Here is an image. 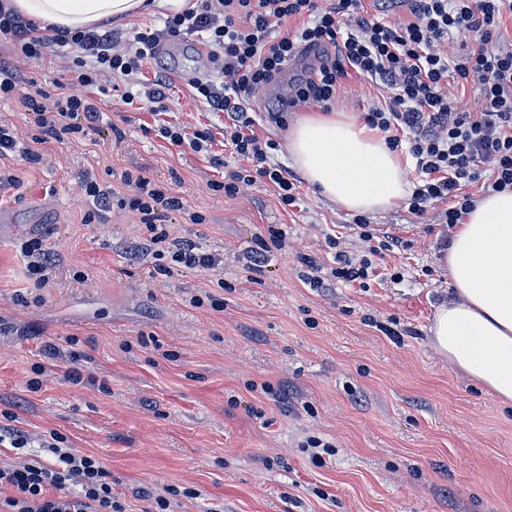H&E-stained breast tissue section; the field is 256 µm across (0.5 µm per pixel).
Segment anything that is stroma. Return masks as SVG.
<instances>
[{"label": "stroma", "mask_w": 512, "mask_h": 512, "mask_svg": "<svg viewBox=\"0 0 512 512\" xmlns=\"http://www.w3.org/2000/svg\"><path fill=\"white\" fill-rule=\"evenodd\" d=\"M170 45L139 76L146 86L169 79L165 111L125 104L117 79L89 93L122 137L102 126L37 146L38 164L0 157L18 179L0 187L11 226L0 237V425L34 440L54 432L95 455L126 512H149L159 498L173 512H512V408L430 343L452 293L441 263L447 226L422 222L402 201L367 215L403 241L378 277L364 288L329 278L309 287L299 255L325 265L337 249L362 255L354 212L305 182L294 208L265 183L218 190L246 162L224 145L223 113L190 96L207 46L196 35ZM0 61L19 84L48 89L68 63L24 58L4 38ZM310 65L291 61L249 99L255 133L277 142L272 161L288 168L298 115L281 127L270 114ZM384 98L352 72L332 109L361 119ZM165 125L209 132L210 151L172 144ZM128 171L182 197L188 211L172 215V234L222 255L223 266L154 279L136 213L110 207L85 223L84 174L117 188ZM191 211L204 223H189ZM272 227L286 231L285 248L252 266L257 237ZM32 237L55 260L44 288L20 253ZM74 367L84 384L68 381ZM315 440L331 448L319 464Z\"/></svg>", "instance_id": "35a3bbf8"}]
</instances>
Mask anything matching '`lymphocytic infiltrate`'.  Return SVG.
<instances>
[{"instance_id": "f902f5d3", "label": "lymphocytic infiltrate", "mask_w": 512, "mask_h": 512, "mask_svg": "<svg viewBox=\"0 0 512 512\" xmlns=\"http://www.w3.org/2000/svg\"><path fill=\"white\" fill-rule=\"evenodd\" d=\"M408 5L411 18L401 24L371 16L364 0H333L325 8L318 0H199L195 9L167 19V35H208L210 65L190 78L189 85L195 97L223 112L225 141L251 164L249 170L232 174L225 192H236L241 183H270L282 205H298L297 178L270 165L275 144L254 133L246 104L305 50H319L323 56L313 75L295 83L290 105L329 108L351 70L388 90L386 106L371 109L365 120L385 134L390 147L403 139L409 143L417 172L408 199L411 213L421 216L436 205L439 223L457 224L473 203L464 187L479 182L486 168L492 191L512 189V48H489L504 12L512 13V0H408ZM291 19L296 28L276 35V27ZM0 35L28 58L40 59L65 46L81 51L56 81L58 96L38 87L18 97L36 128L33 147L17 148L10 129L0 127V156L17 150L30 164L41 161L36 145L94 130L100 110L87 88L99 76L120 78L140 70L145 60L155 58L160 42L158 34L140 33L129 50L120 52L97 32L41 34L16 13L2 10ZM458 37L468 39L470 48L448 54V45ZM452 82L471 89L478 111L449 98ZM122 181L130 192L120 196L96 178L84 177L92 200L86 223L95 221L98 206L116 204L138 214L145 250L156 260L155 274L170 275L175 264L199 271L219 268L218 255L170 236V214L185 211L179 198L140 175L124 173ZM355 227L367 245L366 255L357 259L335 253L330 273L337 281L362 286L376 272L375 259L394 251L400 241L370 228L362 218ZM41 445L54 455L53 463L29 459L0 466V512H125L113 500L112 475L98 458L47 439Z\"/></svg>"}]
</instances>
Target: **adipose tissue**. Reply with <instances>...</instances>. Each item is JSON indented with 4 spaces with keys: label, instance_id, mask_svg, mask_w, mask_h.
I'll return each instance as SVG.
<instances>
[{
    "label": "adipose tissue",
    "instance_id": "ef3b65f1",
    "mask_svg": "<svg viewBox=\"0 0 512 512\" xmlns=\"http://www.w3.org/2000/svg\"><path fill=\"white\" fill-rule=\"evenodd\" d=\"M39 29L120 25L143 13L179 14L193 0H0ZM287 147L305 180L347 210L393 208L409 190L408 163L351 114L312 112ZM453 295L430 329L434 349L501 403L512 404V190L474 203L442 258Z\"/></svg>",
    "mask_w": 512,
    "mask_h": 512
}]
</instances>
